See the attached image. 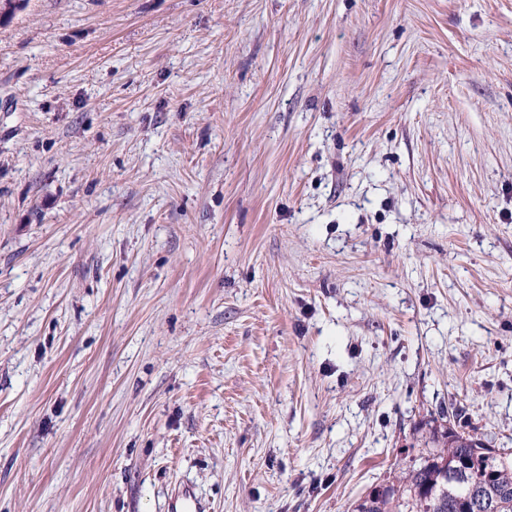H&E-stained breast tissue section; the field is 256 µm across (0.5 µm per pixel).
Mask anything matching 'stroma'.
I'll return each mask as SVG.
<instances>
[{"label":"stroma","mask_w":512,"mask_h":512,"mask_svg":"<svg viewBox=\"0 0 512 512\" xmlns=\"http://www.w3.org/2000/svg\"><path fill=\"white\" fill-rule=\"evenodd\" d=\"M443 409L512 448V0L0 20V512H352ZM171 510L173 512H206V505L195 495L188 484L179 485L171 497Z\"/></svg>","instance_id":"obj_1"}]
</instances>
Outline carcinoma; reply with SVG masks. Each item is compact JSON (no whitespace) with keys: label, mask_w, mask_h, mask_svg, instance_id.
I'll list each match as a JSON object with an SVG mask.
<instances>
[{"label":"carcinoma","mask_w":512,"mask_h":512,"mask_svg":"<svg viewBox=\"0 0 512 512\" xmlns=\"http://www.w3.org/2000/svg\"><path fill=\"white\" fill-rule=\"evenodd\" d=\"M418 465L360 498L354 512H512V452L489 463L481 441L455 425L433 430Z\"/></svg>","instance_id":"1"}]
</instances>
